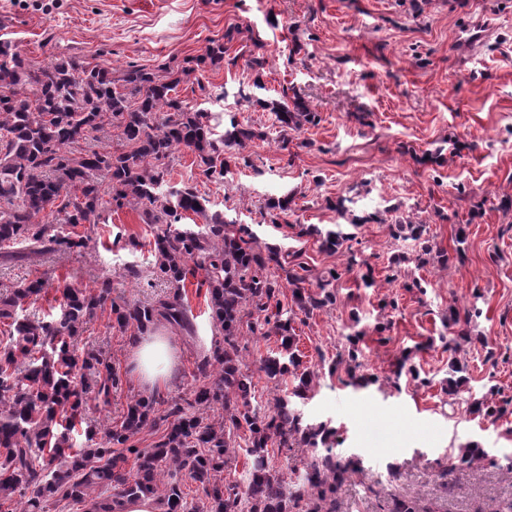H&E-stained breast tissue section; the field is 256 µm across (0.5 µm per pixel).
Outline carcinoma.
Returning a JSON list of instances; mask_svg holds the SVG:
<instances>
[{"instance_id":"1","label":"carcinoma","mask_w":512,"mask_h":512,"mask_svg":"<svg viewBox=\"0 0 512 512\" xmlns=\"http://www.w3.org/2000/svg\"><path fill=\"white\" fill-rule=\"evenodd\" d=\"M128 70L115 85L112 70L76 57L34 67L16 45L0 40V257L25 259L45 252L85 249L91 237L76 228L101 223L116 206L144 208L156 225L155 273L173 288L155 304L112 298V281L94 289H60L58 317L31 320L17 311L45 289L36 278L0 297V318H14L7 339H0V512L13 498L24 499L22 512H45L52 499L90 503L88 512H119L123 500L152 498L162 512H338L337 487L357 469L341 463L331 441L333 430L304 416L299 401L312 390L315 373L301 368L293 333L295 311L285 309L280 289L268 273L280 264L273 247L261 249L251 227L220 211L193 187H165V160L184 147L194 152L208 178L231 172L221 156L204 114L193 112L172 95L192 69ZM282 132L314 118L298 100L272 103ZM224 139L243 144L251 132L230 117ZM116 126L126 150H89L72 145L87 133ZM111 185L109 199L101 181ZM204 218V229L178 227L183 214ZM52 221H44L47 214ZM206 271L203 284L212 319L224 344L196 364L193 400H173L158 413V399L134 396L120 423L88 425L86 445L74 448L71 431L83 420L86 395L106 407L120 377L94 350L75 348L76 339L97 311L110 309L112 328L144 333L161 321L193 331L182 288L194 274L189 262ZM306 276L288 275L293 302L300 311L333 300L305 291ZM277 336L280 353L261 360L269 379L297 373L289 395L275 394L267 410L251 408L253 376L243 369L244 333ZM221 412H215V406ZM166 432L150 448L128 445L144 430ZM245 448L248 467L242 480L225 476L232 452ZM310 448L314 454L294 479L270 463L273 448ZM135 456L136 472L126 470ZM483 450L459 452L449 469L471 467ZM196 496L184 492V479Z\"/></svg>"}]
</instances>
